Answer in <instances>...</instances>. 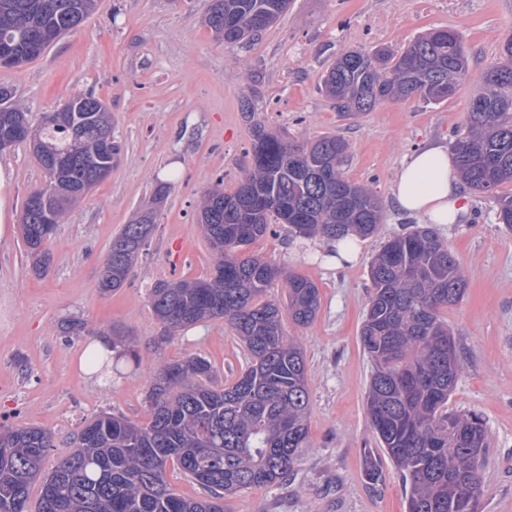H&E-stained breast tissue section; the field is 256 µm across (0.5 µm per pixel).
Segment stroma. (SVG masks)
<instances>
[{
    "instance_id": "obj_1",
    "label": "stroma",
    "mask_w": 512,
    "mask_h": 512,
    "mask_svg": "<svg viewBox=\"0 0 512 512\" xmlns=\"http://www.w3.org/2000/svg\"><path fill=\"white\" fill-rule=\"evenodd\" d=\"M209 0H99L76 30L40 57L0 68L31 122L75 95L94 94L112 113L122 151L111 175L58 225L53 263L34 274L25 254L21 215L46 177L29 144L0 154V422L49 430L53 468L85 420L101 413L148 419L149 369L190 355L208 358L219 382L245 366L232 329L205 321L163 339L150 291L157 281L206 279L212 259L197 223V202L223 185L232 191L252 162L246 117L291 142L336 135L349 145L345 177L383 204L378 232L360 240L355 262L327 257L320 240L297 241L287 225L250 253L311 279L321 306L315 320L286 335L303 348L311 395L310 446L287 487H256L229 499L228 512H405L399 471L383 461L372 488L365 454H379L365 412L371 363L359 335L369 295V266L386 240L415 217L398 211L392 187L403 164L432 142L452 145L466 122L477 75L493 65L512 37V0H292L286 14L244 46L217 41L203 23ZM435 28L459 33L471 77L451 98L383 102L368 112H337L318 90L337 55L379 47L402 50ZM168 184L156 200L160 184ZM467 216L436 230L466 270L468 287L445 314L461 371L449 407L474 413L493 436L482 468L484 512H512V232L503 231L494 201L471 193ZM145 210L153 232L124 285L97 288L109 246ZM85 332L66 336L67 321ZM120 331L137 359H120L110 381L85 376V345Z\"/></svg>"
}]
</instances>
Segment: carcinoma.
I'll return each instance as SVG.
<instances>
[{
    "instance_id": "cac0c4a2",
    "label": "carcinoma",
    "mask_w": 512,
    "mask_h": 512,
    "mask_svg": "<svg viewBox=\"0 0 512 512\" xmlns=\"http://www.w3.org/2000/svg\"><path fill=\"white\" fill-rule=\"evenodd\" d=\"M289 4L210 0L204 23L215 38L236 45L275 25ZM96 8L97 0H0V67L39 57ZM499 56L483 72L482 91L469 101L465 132L452 149L461 180L494 199L498 223L511 231L512 195L496 189L512 183V37ZM467 75L458 34L436 28L399 54L345 51L326 71L322 91L342 112H367L420 95L444 102ZM0 138L29 142L47 178L28 195L22 216L31 268L43 273L52 261L48 242L84 197L77 189L108 178L121 153L112 114L98 97L82 94L34 127L15 91L1 85ZM347 149L335 135L289 143L255 123L251 169L232 192L213 188L197 205L210 278L161 280L150 294L167 336L204 320L230 326L247 356L245 368L219 387L202 356L157 367L149 375L147 422L114 413L84 421L45 477L52 433L0 424V512H225L224 500L239 491L288 480L309 447L310 393L304 352L284 336L283 315L297 326L312 323L319 289L246 249L273 224L288 225L295 238L332 243L373 235L381 204L344 177ZM152 230V212L144 211L112 237L101 293L122 287ZM277 279L285 285L284 310L265 298ZM370 280L360 332L372 367L366 410L381 451L409 486L407 512H482L481 469L491 435L479 417L448 406L460 366L443 311L463 299L464 269L435 230L417 225L384 243L370 263ZM171 464L207 496L176 492L166 480ZM366 477L374 487L384 480L370 454ZM39 478L32 510L30 489Z\"/></svg>"
}]
</instances>
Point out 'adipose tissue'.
Wrapping results in <instances>:
<instances>
[{
  "label": "adipose tissue",
  "instance_id": "1",
  "mask_svg": "<svg viewBox=\"0 0 512 512\" xmlns=\"http://www.w3.org/2000/svg\"><path fill=\"white\" fill-rule=\"evenodd\" d=\"M393 197L401 211L429 224H455L469 211V199L460 192L452 158L442 145L410 157L393 186Z\"/></svg>",
  "mask_w": 512,
  "mask_h": 512
}]
</instances>
